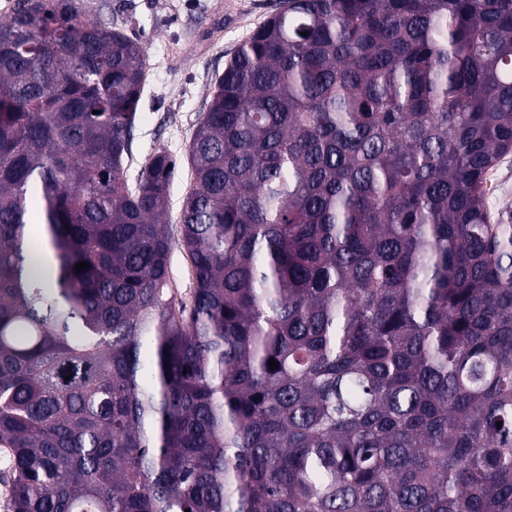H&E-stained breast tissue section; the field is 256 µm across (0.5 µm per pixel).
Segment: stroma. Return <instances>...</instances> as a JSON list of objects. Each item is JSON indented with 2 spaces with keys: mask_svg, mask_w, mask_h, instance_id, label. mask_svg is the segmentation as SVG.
Here are the masks:
<instances>
[{
  "mask_svg": "<svg viewBox=\"0 0 512 512\" xmlns=\"http://www.w3.org/2000/svg\"><path fill=\"white\" fill-rule=\"evenodd\" d=\"M281 0H90L92 17L112 23L147 49L148 77L133 132L129 175L156 152L177 161L166 215L179 233L193 186L187 150L216 75Z\"/></svg>",
  "mask_w": 512,
  "mask_h": 512,
  "instance_id": "stroma-1",
  "label": "stroma"
}]
</instances>
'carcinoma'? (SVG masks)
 Here are the masks:
<instances>
[{
	"instance_id": "carcinoma-1",
	"label": "carcinoma",
	"mask_w": 512,
	"mask_h": 512,
	"mask_svg": "<svg viewBox=\"0 0 512 512\" xmlns=\"http://www.w3.org/2000/svg\"><path fill=\"white\" fill-rule=\"evenodd\" d=\"M89 13L0 21L13 512H512V0H282L189 144L188 304L146 50ZM487 184V201L491 211L512 216V154L504 157L489 174Z\"/></svg>"
}]
</instances>
